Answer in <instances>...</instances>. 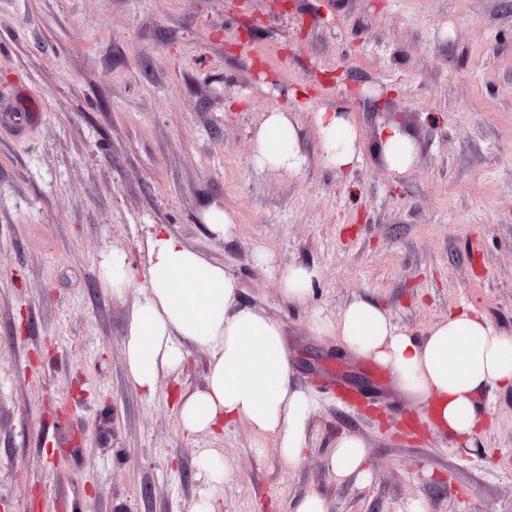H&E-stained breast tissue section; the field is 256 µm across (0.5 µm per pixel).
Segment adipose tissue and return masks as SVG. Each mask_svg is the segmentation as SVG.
Wrapping results in <instances>:
<instances>
[{"instance_id": "adipose-tissue-1", "label": "adipose tissue", "mask_w": 512, "mask_h": 512, "mask_svg": "<svg viewBox=\"0 0 512 512\" xmlns=\"http://www.w3.org/2000/svg\"><path fill=\"white\" fill-rule=\"evenodd\" d=\"M291 99V105L272 108L256 130L254 164L299 171L304 162L299 115L308 112L326 162L339 173L352 170L363 142L347 107L313 108L303 89ZM374 150L398 173L418 160L416 143L394 124L379 131ZM146 253L144 284L124 338L129 383L153 395L162 376L183 370L187 345L207 347L211 359L205 387L178 401L183 430L214 432L243 420L256 436L276 439L282 462L299 464L309 451L307 427L317 399L292 381L282 324L243 302L237 277L186 247L165 227L148 231ZM318 279L317 268L303 264L278 272L281 295L297 306L309 303ZM314 329L389 370L407 400L430 410L436 429L459 437L474 435L485 424L478 393L490 385L512 388V336L464 309L420 338L375 302L358 299L337 318L318 319ZM366 455L359 437L343 435L331 451V470L337 479H346L362 472Z\"/></svg>"}]
</instances>
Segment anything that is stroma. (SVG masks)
<instances>
[{"instance_id":"1","label":"stroma","mask_w":512,"mask_h":512,"mask_svg":"<svg viewBox=\"0 0 512 512\" xmlns=\"http://www.w3.org/2000/svg\"><path fill=\"white\" fill-rule=\"evenodd\" d=\"M266 71L256 74L257 64ZM338 82L321 85L324 75ZM307 88L346 103L363 135L352 172L326 166L310 113L295 173L251 162L273 107ZM41 120L0 128V503L10 512H191L207 487L201 454L224 451L223 512H512V390L486 387L489 425L461 440L429 425L382 381L387 409L343 407L328 384L372 362L336 352L313 323L358 298L420 334L468 306L512 336V0H0V101ZM396 113L419 162L389 170L372 145ZM232 210L233 234L201 219ZM166 227L224 265L242 299L279 321L294 379L312 390L310 451L288 467L273 438L241 421L192 434L182 394L210 353L146 397L126 378L123 340L147 256ZM128 263L117 297L101 286L112 251ZM265 253L273 262H257ZM318 268L307 306L276 269ZM367 450L368 478L337 481L343 435Z\"/></svg>"}]
</instances>
